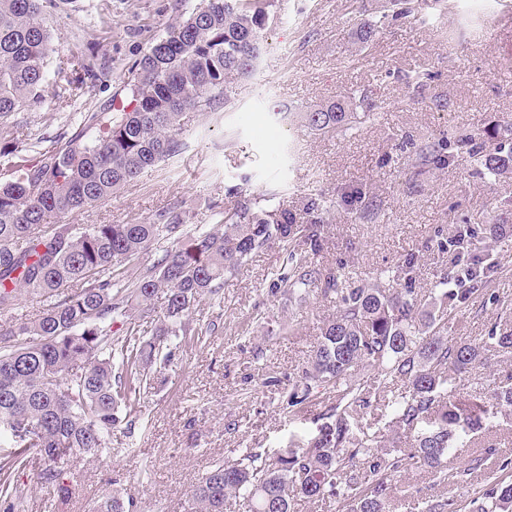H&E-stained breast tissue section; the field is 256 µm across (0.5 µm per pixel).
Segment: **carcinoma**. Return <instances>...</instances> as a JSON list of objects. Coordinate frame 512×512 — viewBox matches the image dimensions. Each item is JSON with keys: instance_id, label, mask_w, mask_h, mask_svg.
I'll return each mask as SVG.
<instances>
[{"instance_id": "obj_1", "label": "carcinoma", "mask_w": 512, "mask_h": 512, "mask_svg": "<svg viewBox=\"0 0 512 512\" xmlns=\"http://www.w3.org/2000/svg\"><path fill=\"white\" fill-rule=\"evenodd\" d=\"M55 0H0V119L43 101L49 80L45 21ZM273 0H200L170 23L134 65L129 107L112 113L97 134L81 128L51 150L16 144L0 147L9 157L0 178V437L12 451L0 462V512L27 503L29 475L65 500L74 462L93 461L112 444V429L134 422L148 373L157 359L179 360L181 343L200 342L208 329L194 324L205 300L218 301L224 284L256 252L277 244L291 269L272 280L270 292L292 304L320 285L336 300V316L324 325L310 365L291 383L288 407L297 410L316 390L336 394L329 421L305 441L291 437L272 452H246L213 465L193 487L190 512H224L239 498L248 512H294L299 501L339 500L342 512H388L391 481L417 469L438 484L457 483L448 458L471 435L491 426L497 409L512 408V371L493 378L489 396L463 398L456 375L512 353V333L481 338L443 335L428 311L416 306L413 288H387L383 277L339 287L333 273L313 275L311 256L323 246L322 225L297 224L273 198H245L212 212L220 228L187 230L177 204L151 220L132 224H58L62 214L89 210L124 186L178 155L183 113L214 109L227 87L249 75V39H263ZM55 75L80 89L97 77L92 62ZM344 102L303 113L307 126L343 136L369 120ZM512 118L482 138L464 131L456 143L471 162L490 172H512ZM447 145H428L425 164L444 166ZM152 251L150 266L129 265ZM42 303L34 320H14L22 296ZM125 333L112 335V324ZM178 342L161 352L171 338ZM377 368L376 390L406 386L394 409L396 423L416 431L405 448L378 437L356 436L350 419L369 392L355 376L363 363ZM509 461L488 448L468 470L483 476L470 512H512ZM134 500L119 491L96 502L92 512H132Z\"/></svg>"}]
</instances>
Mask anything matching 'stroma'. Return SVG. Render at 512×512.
I'll use <instances>...</instances> for the list:
<instances>
[{"label": "stroma", "mask_w": 512, "mask_h": 512, "mask_svg": "<svg viewBox=\"0 0 512 512\" xmlns=\"http://www.w3.org/2000/svg\"><path fill=\"white\" fill-rule=\"evenodd\" d=\"M198 0H62L47 20L51 63L95 57L103 74L77 94L51 82L40 106L0 123V143L47 149L79 131L85 117L106 122L127 95L130 68L166 25ZM383 0H275L277 20L266 33L258 66L236 80L214 110H186L181 153L67 224H124L148 219L177 202L189 222L211 227L209 204L233 207L238 197L277 193L298 223L312 219L309 200L326 201L324 246L315 268L353 279L386 274V287L409 283L399 270L407 254L417 263V302L432 307V291L450 273L439 249L460 231L499 266L488 282L450 308L442 322L448 338L512 330V234L492 236L490 225L512 213V175H494L458 152L443 168L421 164L422 146L454 142L459 131H492L512 114V0H444L442 8L408 0V14L386 16ZM376 26L368 45L355 43L362 23ZM336 99H354L373 117L345 136L311 131L302 114ZM376 201L379 216L352 221L355 193ZM286 257L269 247L252 257L224 287L219 304H202L201 324H213L203 342L183 346L177 365L155 374L132 426L112 432V449L96 463L78 462L71 495L57 502L34 489L28 512H90L114 488L125 489L135 512H186L190 493L217 462L239 450H271L291 436L313 438L328 404L320 394L297 414L283 395L301 376L336 305L310 292L295 305L270 292ZM293 322L294 335L280 331ZM404 385L369 393L352 429L408 442L393 424ZM512 460V413L455 449L456 487L433 483L409 470L394 481L390 512L411 502L448 498L464 505L482 484L467 473L486 448Z\"/></svg>", "instance_id": "1"}]
</instances>
